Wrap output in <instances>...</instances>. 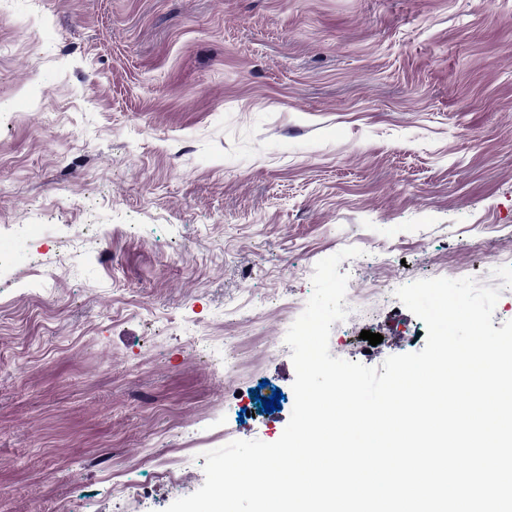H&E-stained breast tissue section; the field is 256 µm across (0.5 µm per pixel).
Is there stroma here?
I'll use <instances>...</instances> for the list:
<instances>
[{"label":"stroma","mask_w":512,"mask_h":512,"mask_svg":"<svg viewBox=\"0 0 512 512\" xmlns=\"http://www.w3.org/2000/svg\"><path fill=\"white\" fill-rule=\"evenodd\" d=\"M348 247L329 349L369 367L426 343L399 287H501L512 0H12L0 512H165L205 452L278 440L285 335ZM159 478L176 487L181 486L185 481V476L181 467L180 460L175 456H168L159 462Z\"/></svg>","instance_id":"obj_1"}]
</instances>
